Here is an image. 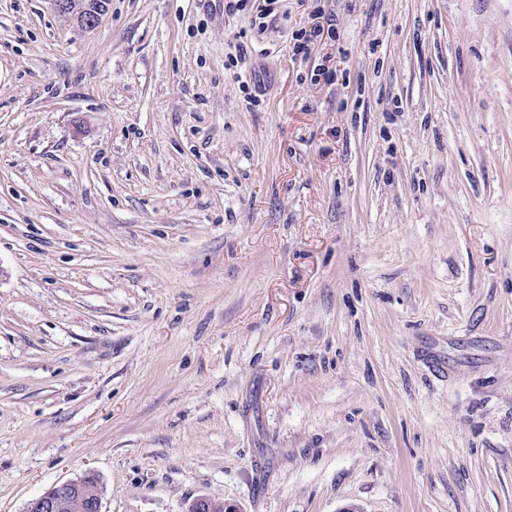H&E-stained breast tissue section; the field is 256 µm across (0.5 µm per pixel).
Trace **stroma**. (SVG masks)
Wrapping results in <instances>:
<instances>
[{
    "label": "stroma",
    "mask_w": 512,
    "mask_h": 512,
    "mask_svg": "<svg viewBox=\"0 0 512 512\" xmlns=\"http://www.w3.org/2000/svg\"><path fill=\"white\" fill-rule=\"evenodd\" d=\"M252 17L0 0V512H512V0ZM55 10L86 29L94 30L107 10L109 0H51ZM26 512H102L97 480L88 475L54 485L31 502Z\"/></svg>",
    "instance_id": "35a3bbf8"
}]
</instances>
